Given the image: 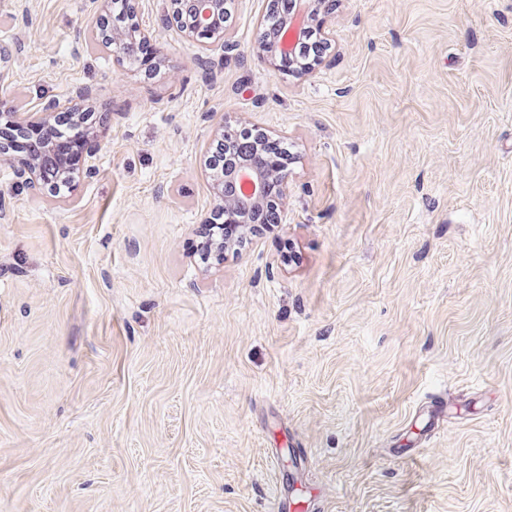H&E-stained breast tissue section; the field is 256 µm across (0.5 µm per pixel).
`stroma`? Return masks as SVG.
I'll return each instance as SVG.
<instances>
[{
  "label": "stroma",
  "mask_w": 512,
  "mask_h": 512,
  "mask_svg": "<svg viewBox=\"0 0 512 512\" xmlns=\"http://www.w3.org/2000/svg\"><path fill=\"white\" fill-rule=\"evenodd\" d=\"M133 3L159 75L99 0L0 9L13 111L106 112L67 189L0 163V512H512V0H336L295 76L250 54L269 0L220 41ZM222 122L293 162L204 263Z\"/></svg>",
  "instance_id": "1"
}]
</instances>
